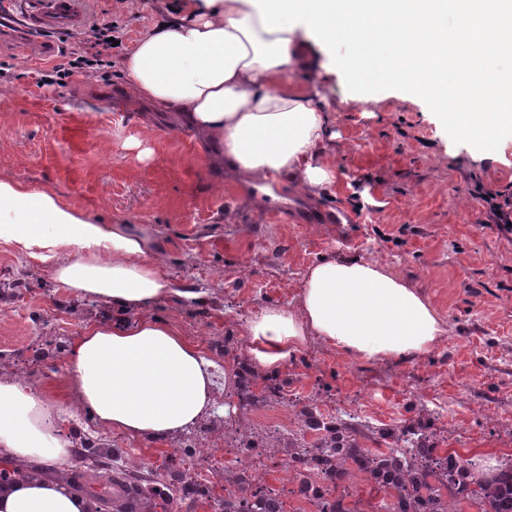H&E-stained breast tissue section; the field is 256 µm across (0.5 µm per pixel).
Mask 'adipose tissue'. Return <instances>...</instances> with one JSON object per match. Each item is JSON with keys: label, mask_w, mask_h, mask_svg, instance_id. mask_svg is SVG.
<instances>
[{"label": "adipose tissue", "mask_w": 512, "mask_h": 512, "mask_svg": "<svg viewBox=\"0 0 512 512\" xmlns=\"http://www.w3.org/2000/svg\"><path fill=\"white\" fill-rule=\"evenodd\" d=\"M304 32L357 51L358 61L335 59L352 77L425 98L454 141L488 154L512 129V0H196L188 15L159 17L125 54L127 87L134 100L178 112L254 179L291 173L316 192L336 170L322 157L328 116L317 79L286 78ZM410 57L418 67H405ZM0 242L50 263L70 299L113 311L70 345L66 400L0 373V458L20 466L0 483V512H96L69 477L67 433L80 412L105 432L170 440L212 409L215 365L154 315L175 290L159 243L138 225L105 224L50 190L0 180ZM249 334L270 367L308 336L346 356L405 361L432 352L446 329L427 297L380 262L324 258L304 275L298 311L266 309Z\"/></svg>", "instance_id": "ef3b65f1"}]
</instances>
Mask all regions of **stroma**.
<instances>
[{"label": "stroma", "mask_w": 512, "mask_h": 512, "mask_svg": "<svg viewBox=\"0 0 512 512\" xmlns=\"http://www.w3.org/2000/svg\"><path fill=\"white\" fill-rule=\"evenodd\" d=\"M184 0H93L90 23L116 26L110 74L78 73L66 87L45 76L59 52L37 62L23 35L0 18V180L56 191L108 224H136L162 243V268L175 289L209 292L200 306L182 297L155 314L197 343L217 368L229 365L215 343L231 334L252 356L256 343L229 324L225 311L252 315L294 309L307 268L325 257L376 259L421 290L447 325L431 353L413 362L350 359L311 336L275 368L258 367L254 391L269 371L290 373L289 392L329 385L328 403L363 399L381 425L411 422L425 400L442 402L433 428L437 447L473 468L512 458V234L485 225L470 194L475 182L512 187V134L495 156L449 140L437 113L401 88L370 89L338 71L327 47L301 37L292 81L320 76L318 91L336 137L324 157L336 182L311 195L280 176L272 193L226 169L210 145L173 112L131 99L123 58L136 40ZM293 200L310 224L280 221L274 202ZM344 209L351 224H326ZM22 278L20 298H0V354L32 359L45 337L71 343L104 306L75 304L55 288L49 267H34L0 243V283Z\"/></svg>", "instance_id": "obj_1"}]
</instances>
